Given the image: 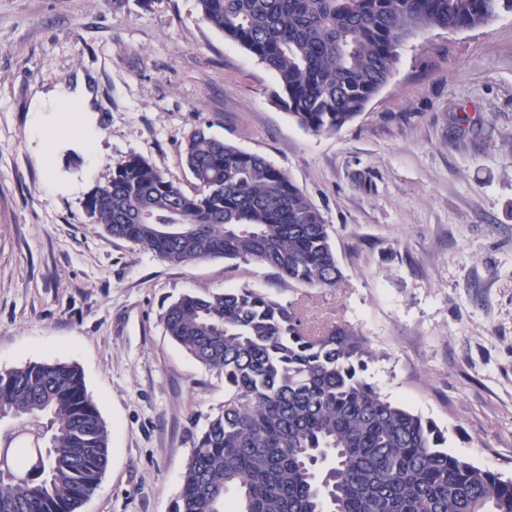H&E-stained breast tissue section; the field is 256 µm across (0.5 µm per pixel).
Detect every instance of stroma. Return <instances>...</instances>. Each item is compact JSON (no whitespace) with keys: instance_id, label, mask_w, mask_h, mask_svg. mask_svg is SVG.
<instances>
[{"instance_id":"stroma-1","label":"stroma","mask_w":512,"mask_h":512,"mask_svg":"<svg viewBox=\"0 0 512 512\" xmlns=\"http://www.w3.org/2000/svg\"><path fill=\"white\" fill-rule=\"evenodd\" d=\"M83 87L92 147L33 99ZM275 73L202 19L197 0H0V372L82 371L110 431L81 512H178L193 440L224 378L166 335L186 293L249 285L306 327L345 323L365 377L433 419L450 452L512 479V14L421 31L334 134L275 103ZM285 171L320 210L343 281L287 286L260 263L173 265L113 239L84 209L128 156L184 191L197 129Z\"/></svg>"}]
</instances>
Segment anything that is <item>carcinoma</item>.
I'll return each mask as SVG.
<instances>
[{
  "label": "carcinoma",
  "mask_w": 512,
  "mask_h": 512,
  "mask_svg": "<svg viewBox=\"0 0 512 512\" xmlns=\"http://www.w3.org/2000/svg\"><path fill=\"white\" fill-rule=\"evenodd\" d=\"M203 20L276 74L278 105L336 133L387 83L415 30L467 31L512 0H198ZM187 193L132 155L84 206L113 238L169 263L258 262L288 284L343 274L318 208L265 158L192 132ZM191 224L188 235L163 232ZM168 336L224 375V405L196 436L182 512H512V479L445 448V432L390 401L363 372L353 328L308 330L297 309L247 286L187 293ZM0 512H79L108 465L109 429L81 370L30 362L0 372Z\"/></svg>",
  "instance_id": "carcinoma-1"
}]
</instances>
